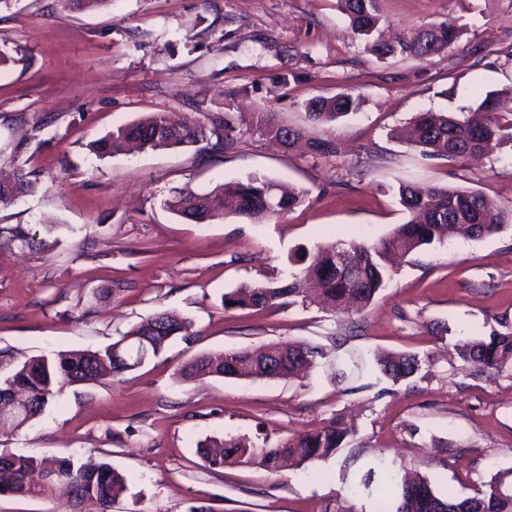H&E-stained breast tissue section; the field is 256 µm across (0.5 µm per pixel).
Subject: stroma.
I'll return each instance as SVG.
<instances>
[{"mask_svg":"<svg viewBox=\"0 0 512 512\" xmlns=\"http://www.w3.org/2000/svg\"><path fill=\"white\" fill-rule=\"evenodd\" d=\"M392 31L447 21L455 45L421 61L380 59L352 34L337 0H0V167L23 166L31 192L0 208L33 247H0V357L97 350L157 311L182 320L157 358L64 386L24 428L0 430V452L106 462L126 478L110 512H380L368 471L428 477L441 493L474 494L512 468V365H463L460 337L512 332V223L457 235L399 260L358 312L310 303L225 309L224 293L286 279L290 260L339 241L373 243L406 214L398 185L475 190L512 209V148L455 162L392 138L414 113L466 115L512 87V0H382ZM352 94L359 112L311 119L316 96ZM152 112L189 122L234 114L237 141L98 156L93 141ZM303 132L284 150L258 114ZM327 141L332 154L313 153ZM259 174L302 195L256 224L233 214L194 223L167 211L173 191L207 193ZM271 341L329 350L299 378L180 379L193 357ZM383 351L417 354L422 369L392 382ZM336 417L357 432L316 474L257 465L210 470L208 437L256 445ZM0 512H71L59 490L0 495Z\"/></svg>","mask_w":512,"mask_h":512,"instance_id":"stroma-1","label":"stroma"}]
</instances>
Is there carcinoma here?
Here are the masks:
<instances>
[{"instance_id":"obj_1","label":"carcinoma","mask_w":512,"mask_h":512,"mask_svg":"<svg viewBox=\"0 0 512 512\" xmlns=\"http://www.w3.org/2000/svg\"><path fill=\"white\" fill-rule=\"evenodd\" d=\"M354 35L365 48L380 59L408 56L425 59L455 44L460 37L457 26L446 21L435 23L419 31L414 37H399L393 42L379 38L385 23L380 0H338ZM497 96L488 93L478 109L479 118H459L447 112H418L408 122L401 137L420 147L432 158L461 161L480 150L486 154L512 143V112L496 111ZM360 98L351 94L316 97L309 101L308 111L315 121L332 122L359 110ZM260 131L273 133L282 145L290 148L301 139L302 132L288 127L260 124ZM237 133L233 115L214 116L208 124L193 128L177 127L160 113L148 114L130 124L120 126L112 133L94 141L92 149L99 155L115 154L126 144L136 143L142 148L168 149L193 144L209 136L224 141L231 147ZM31 190V182L19 166L0 168V205L15 202ZM398 193L400 203L408 213V220L394 228L392 233L372 245L339 243L319 247L311 252L299 250L291 264L297 270L289 273V282L243 284L224 294V308L264 310L302 293L300 281L311 280L318 287V298L334 310L345 313L353 308L368 306L390 279L389 258L394 253L409 255L422 248L442 245L461 224L468 225L470 235L484 237L498 232L512 222V210L507 211L482 194L463 188L439 186L420 187L402 182ZM301 195L284 191L274 182L253 175L245 181L221 185L200 198L190 189L175 191L164 205L179 217L213 220L228 213L244 216L260 224L280 216L300 204ZM22 245L33 244L28 231L16 225L0 228V238ZM345 251L357 270L351 276L338 262V253ZM184 326L165 311L155 312L121 339L102 350H82L54 353L30 358L12 367L0 376V403L14 396L27 400L16 410L13 424L19 429L39 416L49 401L65 385L95 381L110 373L120 374L138 367L140 360L159 356L170 343V335H178ZM121 346L125 359H116L112 348ZM271 355L280 357L276 369L254 357L252 349L213 351L196 356L182 368L187 380L216 376L238 378L252 376L270 380L298 377L328 357L324 347L308 342H273L265 345ZM459 358L465 364H479L499 369L512 363V333H494L475 337L456 344ZM380 373L394 381L414 376L421 370V361L415 354L387 352L377 359ZM354 430L334 418L275 445L257 446L248 438L227 435L222 439L207 438L197 446V453L210 469L224 466H248L258 463L269 471L279 469V461L292 460L298 466L314 467L343 447ZM0 466V493L39 496L45 485L33 482L32 475L43 470L42 463L33 456L5 454ZM54 484L68 489L72 507L85 501L101 506L108 512L112 502L126 490V479L107 462L87 465L72 458L58 459L52 468ZM512 469L493 475L484 488L471 496L453 493L438 494L424 477L397 484L393 473H383L377 494L380 499L393 498L395 512H512Z\"/></svg>"}]
</instances>
